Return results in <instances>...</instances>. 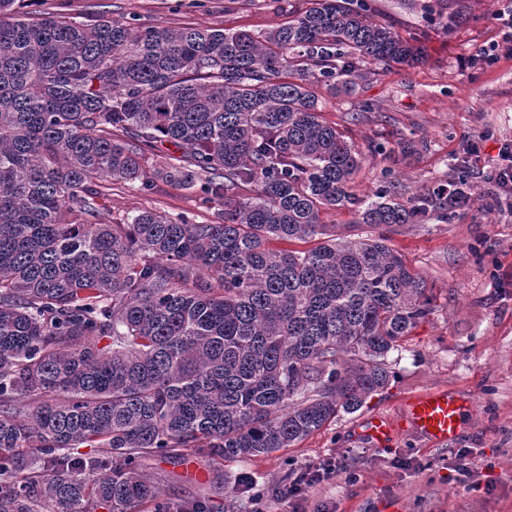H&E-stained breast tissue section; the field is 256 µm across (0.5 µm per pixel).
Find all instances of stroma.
<instances>
[{
	"label": "stroma",
	"instance_id": "35a3bbf8",
	"mask_svg": "<svg viewBox=\"0 0 512 512\" xmlns=\"http://www.w3.org/2000/svg\"><path fill=\"white\" fill-rule=\"evenodd\" d=\"M512 0H369L374 20L392 23L401 36L418 38L421 64L376 67L353 93L315 92L323 120L362 155L350 186L372 196L383 180L395 181L400 201L427 195L457 174L478 192L490 185L504 141H512V57L471 69L461 62L503 31L495 16ZM22 12L37 18L63 14L93 23L125 18L172 29L186 26L236 29L255 34L288 18L277 0H252L225 12L224 0H23ZM462 11L455 29L442 15ZM374 109L360 111L362 102ZM415 140L402 154L399 143ZM99 221L122 224L142 209H157L192 224H217L223 208L199 187L151 179L149 187L99 182ZM321 223L337 238L354 241L386 235L390 247L432 289L433 311L388 358V386L353 413H340L323 428L268 455L245 461L190 456L180 463L148 460L143 472L161 491L166 512H289V474L336 461L339 471L308 487L302 506L317 512H386L389 500L402 512H512V210L490 214L470 207L445 221L432 212L420 223L359 224L345 210L326 209ZM446 390L472 398L474 411L460 435L432 446L409 432L380 447L361 434L374 415L397 416L407 396ZM465 454L474 475L460 485L453 467ZM251 485H242L241 474Z\"/></svg>",
	"mask_w": 512,
	"mask_h": 512
}]
</instances>
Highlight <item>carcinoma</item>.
<instances>
[{"mask_svg":"<svg viewBox=\"0 0 512 512\" xmlns=\"http://www.w3.org/2000/svg\"><path fill=\"white\" fill-rule=\"evenodd\" d=\"M16 2L0 0V512H134L159 497L146 458L276 452L384 389L427 282L383 236L336 241L320 211L415 224L503 200L464 180L410 206L357 197L360 153L313 87L348 91L422 48L367 0L290 3L260 35L31 20ZM148 164L200 183L224 223L88 220L96 180L145 187Z\"/></svg>","mask_w":512,"mask_h":512,"instance_id":"cac0c4a2","label":"carcinoma"}]
</instances>
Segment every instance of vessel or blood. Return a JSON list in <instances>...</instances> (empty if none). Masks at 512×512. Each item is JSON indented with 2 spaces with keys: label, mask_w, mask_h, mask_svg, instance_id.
<instances>
[{
  "label": "vessel or blood",
  "mask_w": 512,
  "mask_h": 512,
  "mask_svg": "<svg viewBox=\"0 0 512 512\" xmlns=\"http://www.w3.org/2000/svg\"><path fill=\"white\" fill-rule=\"evenodd\" d=\"M472 409L470 399L440 390L425 391L408 397L396 418L369 417L363 424L362 433L380 446L408 430L431 444L445 445L459 435Z\"/></svg>",
  "instance_id": "1"
}]
</instances>
